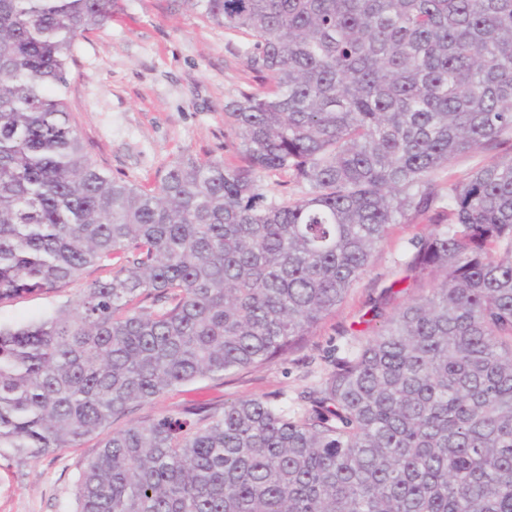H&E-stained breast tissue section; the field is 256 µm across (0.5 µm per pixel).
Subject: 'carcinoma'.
Returning a JSON list of instances; mask_svg holds the SVG:
<instances>
[{
	"instance_id": "1",
	"label": "carcinoma",
	"mask_w": 512,
	"mask_h": 512,
	"mask_svg": "<svg viewBox=\"0 0 512 512\" xmlns=\"http://www.w3.org/2000/svg\"><path fill=\"white\" fill-rule=\"evenodd\" d=\"M249 36L275 89L224 106L243 165L176 158L145 191L88 154L64 98L112 0H0V304L107 270L0 326V448L38 459L166 391L257 368L345 300L430 176L512 139V0H184ZM297 192L268 197L261 177ZM423 288L290 409L131 419L74 512H512V158L448 182ZM106 275V270L91 266L74 281L56 291L24 294L13 302L0 306V324L18 328L37 322L68 301L76 299L88 282Z\"/></svg>"
}]
</instances>
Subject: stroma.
Returning a JSON list of instances; mask_svg holds the SVG:
<instances>
[{
	"label": "stroma",
	"instance_id": "stroma-1",
	"mask_svg": "<svg viewBox=\"0 0 512 512\" xmlns=\"http://www.w3.org/2000/svg\"><path fill=\"white\" fill-rule=\"evenodd\" d=\"M246 40V34L200 17L184 0H112L111 18L78 39L65 91L88 153L106 172L147 190L183 154L240 165L239 141L224 106L242 92L273 86L268 74L247 67L241 52ZM511 157L512 145L506 143L479 149L452 159L432 181L442 192L449 181ZM435 216L432 210L412 212L392 225L344 302L288 357L174 387L137 409L135 418L175 416L194 406L219 409L252 398L298 406L335 360L356 351L381 327L374 304L385 301L394 309L411 298V291L391 295L387 288L399 279L413 242L429 233ZM105 275L91 266L56 291L0 305V324L18 328L37 322ZM103 437L95 432L77 446L39 459L1 448L0 512H72L74 484Z\"/></svg>",
	"mask_w": 512,
	"mask_h": 512
}]
</instances>
